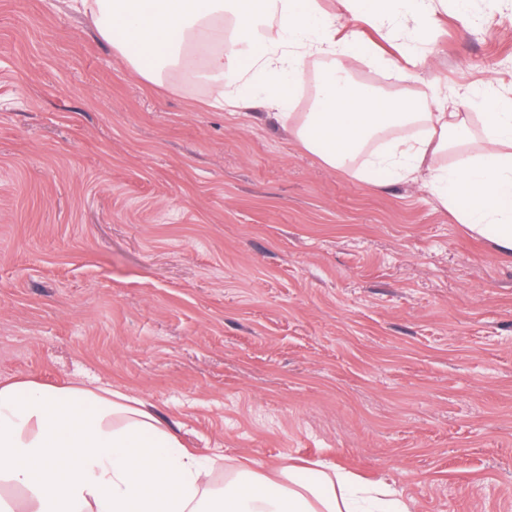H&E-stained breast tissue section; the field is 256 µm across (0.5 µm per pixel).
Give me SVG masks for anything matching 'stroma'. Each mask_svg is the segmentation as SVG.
<instances>
[{"mask_svg":"<svg viewBox=\"0 0 512 512\" xmlns=\"http://www.w3.org/2000/svg\"><path fill=\"white\" fill-rule=\"evenodd\" d=\"M402 99L512 95V0H436ZM148 84L69 7L0 0V377L97 382L187 447L329 460L410 512H512V261L423 181L325 166L268 107Z\"/></svg>","mask_w":512,"mask_h":512,"instance_id":"35a3bbf8","label":"stroma"}]
</instances>
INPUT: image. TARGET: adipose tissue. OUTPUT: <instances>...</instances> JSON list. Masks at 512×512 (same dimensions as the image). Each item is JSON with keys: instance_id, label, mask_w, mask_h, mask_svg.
Here are the masks:
<instances>
[{"instance_id": "adipose-tissue-1", "label": "adipose tissue", "mask_w": 512, "mask_h": 512, "mask_svg": "<svg viewBox=\"0 0 512 512\" xmlns=\"http://www.w3.org/2000/svg\"><path fill=\"white\" fill-rule=\"evenodd\" d=\"M136 76L153 82L204 54L211 105L243 113L246 87L284 71L288 93L306 83V61L328 59L314 86L313 109L288 115L296 139L326 166L369 186L425 179L459 223L512 259V98L492 96L481 115L478 152L459 153L469 115L442 92L399 102L386 93L349 91L348 60L362 40L355 27L321 14L316 0H71ZM432 0H340L382 39L393 20L431 21ZM397 135L370 169L354 162L386 130ZM458 152L453 168L440 165ZM21 493L26 512H205L211 469L184 448L176 429L151 407L104 384L50 386L0 378V490ZM222 512H408L396 494L326 464L292 460L234 466L221 490Z\"/></svg>"}]
</instances>
